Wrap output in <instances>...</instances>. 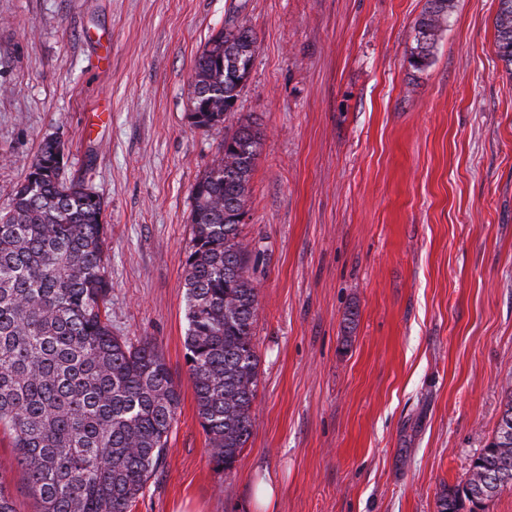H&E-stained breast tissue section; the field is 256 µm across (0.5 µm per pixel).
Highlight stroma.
<instances>
[{
	"label": "stroma",
	"instance_id": "obj_1",
	"mask_svg": "<svg viewBox=\"0 0 512 512\" xmlns=\"http://www.w3.org/2000/svg\"><path fill=\"white\" fill-rule=\"evenodd\" d=\"M426 0H0V209L41 141L105 202L112 329L153 339L181 391L130 512H436L512 382V75L499 0H453L410 67ZM257 38L226 124L262 132L241 238L258 288L253 434L216 467L185 359L191 191L223 134L188 118L194 61ZM0 473L38 512L9 435ZM495 30L497 54L512 74V0H500Z\"/></svg>",
	"mask_w": 512,
	"mask_h": 512
}]
</instances>
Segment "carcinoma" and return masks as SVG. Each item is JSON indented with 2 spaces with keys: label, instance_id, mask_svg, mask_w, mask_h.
Here are the masks:
<instances>
[{
  "label": "carcinoma",
  "instance_id": "carcinoma-1",
  "mask_svg": "<svg viewBox=\"0 0 512 512\" xmlns=\"http://www.w3.org/2000/svg\"><path fill=\"white\" fill-rule=\"evenodd\" d=\"M452 0H427L409 64L430 65ZM498 56L512 68V0H500ZM256 37L242 25L211 37L197 56L192 126L224 131L191 193L184 261L185 348L200 425L212 461L229 470L253 433L259 359L257 288L240 238L260 130L228 132L253 62ZM53 139L0 212V429L40 512H129L165 462L181 393L159 347L112 332L107 307L105 203L84 178L65 177ZM512 487V383L492 439L466 483L443 488L437 512H485Z\"/></svg>",
  "mask_w": 512,
  "mask_h": 512
}]
</instances>
